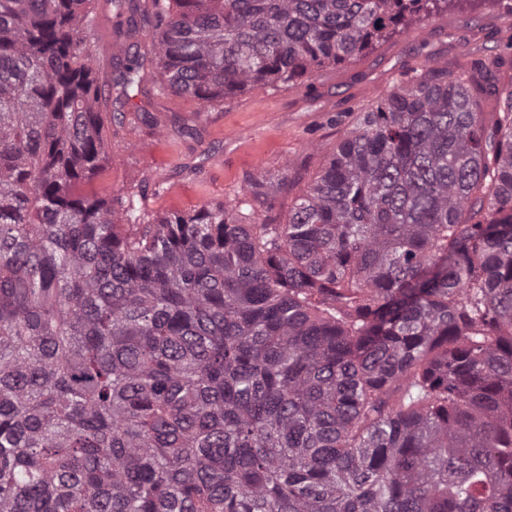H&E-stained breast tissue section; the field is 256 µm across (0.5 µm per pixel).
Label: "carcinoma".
<instances>
[{
  "label": "carcinoma",
  "mask_w": 512,
  "mask_h": 512,
  "mask_svg": "<svg viewBox=\"0 0 512 512\" xmlns=\"http://www.w3.org/2000/svg\"><path fill=\"white\" fill-rule=\"evenodd\" d=\"M0 0V512H512V89L478 51L360 109L282 223L77 186L100 87L293 84L474 0ZM89 7L96 24V36L91 45L93 55L100 52L101 46L105 42L111 45L112 54L116 53L120 41L115 33L117 19L112 10V3L107 0H94Z\"/></svg>",
  "instance_id": "cac0c4a2"
}]
</instances>
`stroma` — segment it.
<instances>
[{
  "instance_id": "obj_1",
  "label": "stroma",
  "mask_w": 512,
  "mask_h": 512,
  "mask_svg": "<svg viewBox=\"0 0 512 512\" xmlns=\"http://www.w3.org/2000/svg\"><path fill=\"white\" fill-rule=\"evenodd\" d=\"M511 37L512 0H485L417 17L373 50L311 80L255 85L206 107L158 94L159 74H146L129 100L109 106L107 159L82 189L100 196L140 191L147 210L162 216L205 202L233 204L256 175L284 177L287 187L260 213L286 221L295 199L353 127L356 110L397 86L402 71L427 58L451 67L481 47L512 59Z\"/></svg>"
}]
</instances>
